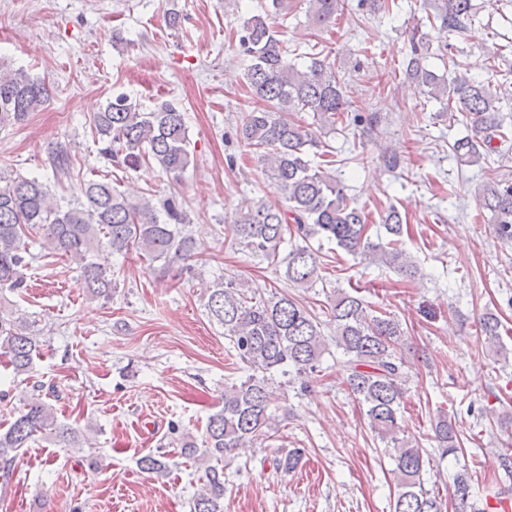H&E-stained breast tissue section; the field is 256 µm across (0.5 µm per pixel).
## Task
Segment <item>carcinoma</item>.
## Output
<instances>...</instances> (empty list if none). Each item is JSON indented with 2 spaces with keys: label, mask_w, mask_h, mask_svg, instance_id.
<instances>
[{
  "label": "carcinoma",
  "mask_w": 512,
  "mask_h": 512,
  "mask_svg": "<svg viewBox=\"0 0 512 512\" xmlns=\"http://www.w3.org/2000/svg\"><path fill=\"white\" fill-rule=\"evenodd\" d=\"M306 2L307 25L319 30L335 25L344 10V0ZM271 6L272 11L244 20L239 31V49L249 60L245 79L252 94L239 135L268 168L280 203L258 201L237 208L231 223L234 241L260 261L275 260L281 245L289 243L288 253L279 257L285 277L305 289L319 280L320 256L310 245L319 237L349 254L412 272L415 267L402 247L401 212L394 206L384 209L380 223L387 239L372 236L364 209L350 201L345 186L332 174L329 152L319 154L324 163H311L310 152L322 148V142L300 114L312 113L321 130L336 126L350 107L345 82L336 65L319 52L304 69L289 60L274 22L288 15L291 0H271ZM475 18L472 0H436L428 22L460 37ZM429 50L427 34L414 31L403 76L430 98L445 103L449 111L465 116L471 133L456 139L451 152L467 165L487 161L493 153L502 155L501 145L512 141L504 115L512 112V82L503 81L498 91L466 75L439 76L427 66ZM48 99V85L26 69L0 67V129L21 123ZM93 129L104 144L102 154L127 168L148 161L177 180L193 162L184 113L169 102L147 111L129 95L118 94L96 114ZM478 198L496 234L512 240V183L492 173L478 188ZM189 224L182 203L173 196L155 204L150 197H131L102 179L88 182L85 201L62 205L38 178L0 174V289L26 287L28 239L38 233L54 253L82 263V287L91 296L108 299L117 284L92 260L94 252L101 248L121 255L135 252L166 264L189 260L195 255ZM206 310L224 328V338L251 374L238 385L224 387L222 405L208 417L202 441L188 433L178 441L180 455L202 470L193 512H224V458L275 430L276 392L269 376L279 373L301 379L316 371L326 344L317 316L302 300L286 293L266 297L229 278L211 290ZM331 317L336 347L343 354L339 362L343 380L365 409L370 429L385 444L384 454L393 465L398 492L392 512H446L442 499L424 487L426 449L398 437L408 376L393 347L404 336L402 325L390 315L374 314L361 298L344 291L336 297ZM501 327L495 314L480 322L486 344L496 353L504 350ZM39 355L40 344L27 332L24 320L0 313L4 367L25 374ZM37 433H47L70 448L92 447L88 433L79 435L59 421L53 406L37 394L6 430H0V469L5 479H11L12 464ZM433 439L443 458L461 449L455 423L446 417L435 423ZM302 460V451H289L276 459V467L292 472ZM138 465L150 473L166 468L167 461L161 454L148 453ZM451 496L456 512H483L474 504L468 471L454 476Z\"/></svg>",
  "instance_id": "cac0c4a2"
}]
</instances>
